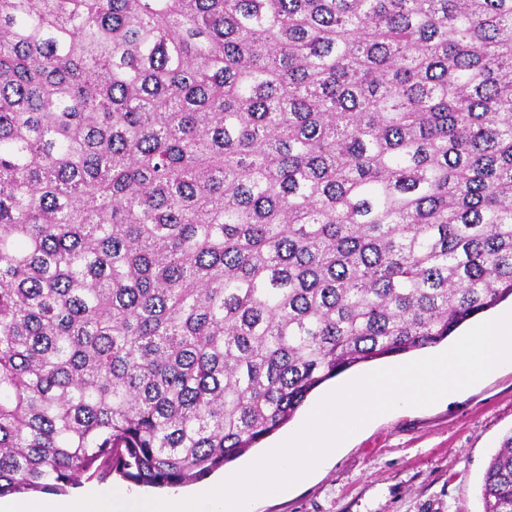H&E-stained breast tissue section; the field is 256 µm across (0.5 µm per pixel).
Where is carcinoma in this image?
Listing matches in <instances>:
<instances>
[{"instance_id": "obj_1", "label": "carcinoma", "mask_w": 512, "mask_h": 512, "mask_svg": "<svg viewBox=\"0 0 512 512\" xmlns=\"http://www.w3.org/2000/svg\"><path fill=\"white\" fill-rule=\"evenodd\" d=\"M511 296L512 0H0V497L201 480ZM458 337L459 336H456V335L451 336L448 340H445L441 344H439L435 347H432V348L417 350V351H414V352H411V353H408L405 355L396 356V357L378 359L375 361H371V362L356 366V367L352 368L351 370L339 375L335 379H332V380L326 382L325 384H323L322 386L317 388L315 391H313V393L308 398L307 402L299 409V411L296 413L293 420L290 421L288 424L283 426L278 431L274 432L272 435H270L269 437H267L260 443L256 444L254 446V448H251L246 454H244L239 459L235 460L234 462H231V464L229 463L228 465H226L224 471L221 469V470L215 472L214 474H212L211 476H209L199 482H196L192 485H188V486H185L182 488H184L187 491H193L201 485H204V484H207V483H210V482H213V481L219 479L220 477H222V475L225 471L232 469V468L246 465L253 459L261 456L268 450L272 449L271 447L274 446V444H276L283 437L288 435V433L294 431L301 424L304 414H305L309 404L313 400H315L317 397H319L323 392H325L330 386L334 385V383H338V382H341L344 380L351 379V378L356 377L365 372H369V371H373V370H377V369L388 368V367H393V366H396L403 362L419 360V359H423V358L430 357L433 355H437L439 353L444 352L447 349L448 345L453 343ZM82 486H84V487H93V486L126 487L129 489H136V490H140V491L150 493V494H161L165 491L164 489H152V488L137 487V486L123 480L119 475H117L115 473L112 475V477L110 479H108L107 481H103V482H99L95 479L86 480L85 477H83L81 479V484L78 485L77 487H82ZM77 487H75V488H77ZM75 488H68L66 493L37 492V493L21 494V495H16V496L27 497V498H35V497H40V496H44V495L64 496V495H68L69 493H71Z\"/></svg>"}]
</instances>
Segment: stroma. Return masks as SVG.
<instances>
[{
    "instance_id": "1",
    "label": "stroma",
    "mask_w": 512,
    "mask_h": 512,
    "mask_svg": "<svg viewBox=\"0 0 512 512\" xmlns=\"http://www.w3.org/2000/svg\"><path fill=\"white\" fill-rule=\"evenodd\" d=\"M511 434L512 362L434 405L377 419L254 512H483L486 468Z\"/></svg>"
}]
</instances>
